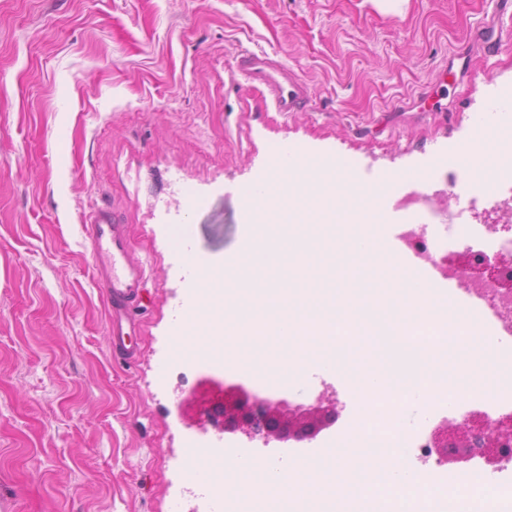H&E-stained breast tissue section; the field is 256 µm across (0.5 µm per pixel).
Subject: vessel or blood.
Masks as SVG:
<instances>
[{"label": "vessel or blood", "instance_id": "1", "mask_svg": "<svg viewBox=\"0 0 512 512\" xmlns=\"http://www.w3.org/2000/svg\"><path fill=\"white\" fill-rule=\"evenodd\" d=\"M235 72L247 83L264 88L275 111L302 112L312 103L309 84L267 53L239 50ZM83 232L94 282L108 310L112 351L133 358L127 338L136 327L134 309L146 280V267L132 255L127 226L117 223L108 209L101 208L90 215Z\"/></svg>", "mask_w": 512, "mask_h": 512}]
</instances>
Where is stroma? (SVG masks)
<instances>
[{
	"mask_svg": "<svg viewBox=\"0 0 512 512\" xmlns=\"http://www.w3.org/2000/svg\"><path fill=\"white\" fill-rule=\"evenodd\" d=\"M287 63L305 112L233 78L239 49ZM512 90V0H0V512H175L188 485L179 416L197 381L163 377L195 279L185 259L243 243V187L279 148L364 182L403 171L383 232L506 218L512 189L470 194L437 165ZM129 227L148 278L113 356L82 224ZM188 240H180L182 228Z\"/></svg>",
	"mask_w": 512,
	"mask_h": 512,
	"instance_id": "stroma-1",
	"label": "stroma"
}]
</instances>
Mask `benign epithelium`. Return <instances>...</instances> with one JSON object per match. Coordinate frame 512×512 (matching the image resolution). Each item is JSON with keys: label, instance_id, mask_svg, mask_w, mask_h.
<instances>
[{"label": "benign epithelium", "instance_id": "7a95c632", "mask_svg": "<svg viewBox=\"0 0 512 512\" xmlns=\"http://www.w3.org/2000/svg\"><path fill=\"white\" fill-rule=\"evenodd\" d=\"M449 261L460 276L497 280L505 291L512 293V271L508 270L505 258L477 261L466 248L450 256ZM339 416L336 398L322 396L314 405L292 406L285 400L259 399L243 386L231 385L224 387L220 428L266 443L272 439L304 441L316 438L335 424ZM432 444L441 464L479 457L488 465H496L512 457V415L490 419L481 412H473L455 424L444 419L433 429Z\"/></svg>", "mask_w": 512, "mask_h": 512}]
</instances>
